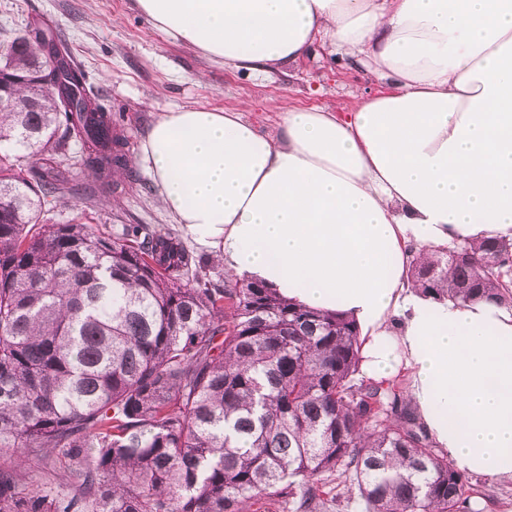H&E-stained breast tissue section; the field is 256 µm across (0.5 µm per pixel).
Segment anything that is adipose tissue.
I'll use <instances>...</instances> for the list:
<instances>
[{
	"instance_id": "ef3b65f1",
	"label": "adipose tissue",
	"mask_w": 512,
	"mask_h": 512,
	"mask_svg": "<svg viewBox=\"0 0 512 512\" xmlns=\"http://www.w3.org/2000/svg\"><path fill=\"white\" fill-rule=\"evenodd\" d=\"M166 36L261 75L317 44L384 85L350 111L176 106L138 156L231 275L360 327L362 373L410 377L436 447L512 477V315L423 297L411 248L512 238V0H136Z\"/></svg>"
}]
</instances>
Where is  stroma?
<instances>
[{"mask_svg":"<svg viewBox=\"0 0 512 512\" xmlns=\"http://www.w3.org/2000/svg\"><path fill=\"white\" fill-rule=\"evenodd\" d=\"M33 23L51 27L85 71L124 133L129 160L127 172L97 184L92 198L60 199L44 217L50 224H85L106 233L144 224L177 232L136 162L147 127L165 109L244 104L246 119L264 131L280 121L281 107L347 109L378 88L364 68L322 46L295 67L260 77L242 73L166 37L136 11L134 0H0V43Z\"/></svg>","mask_w":512,"mask_h":512,"instance_id":"stroma-1","label":"stroma"}]
</instances>
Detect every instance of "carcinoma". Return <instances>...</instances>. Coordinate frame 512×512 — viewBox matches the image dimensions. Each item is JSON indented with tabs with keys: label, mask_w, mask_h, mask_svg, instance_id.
<instances>
[{
	"label": "carcinoma",
	"mask_w": 512,
	"mask_h": 512,
	"mask_svg": "<svg viewBox=\"0 0 512 512\" xmlns=\"http://www.w3.org/2000/svg\"><path fill=\"white\" fill-rule=\"evenodd\" d=\"M0 512H479L402 384L360 375V332L248 280L169 232L44 224L74 192L72 146L101 179L126 141L53 31L0 48ZM512 239L419 251L422 293L512 310ZM49 475L25 486L33 462Z\"/></svg>",
	"instance_id": "cac0c4a2"
}]
</instances>
